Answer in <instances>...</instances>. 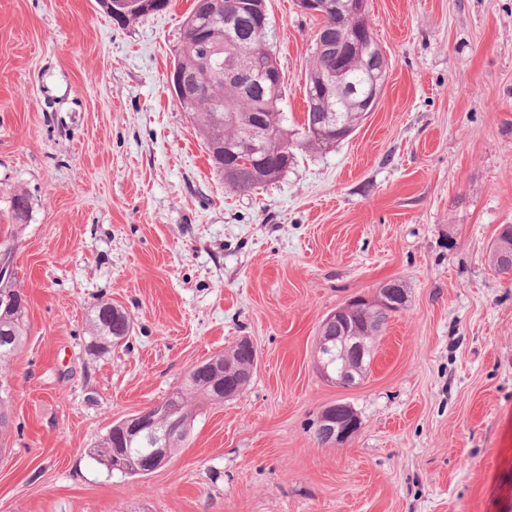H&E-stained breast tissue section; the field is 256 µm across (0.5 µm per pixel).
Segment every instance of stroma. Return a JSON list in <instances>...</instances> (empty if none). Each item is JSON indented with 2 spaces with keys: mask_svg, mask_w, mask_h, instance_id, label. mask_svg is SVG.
<instances>
[{
  "mask_svg": "<svg viewBox=\"0 0 512 512\" xmlns=\"http://www.w3.org/2000/svg\"><path fill=\"white\" fill-rule=\"evenodd\" d=\"M193 0L125 26L98 0H0V224L26 344L0 366L13 432L0 512H512V0H369L380 101L325 150L233 193L168 77ZM292 129L318 27L267 0ZM402 283L357 386L320 377L325 318ZM132 324L85 351L89 311ZM249 338L248 387L191 403L184 448L128 477L88 451L206 358ZM349 404L344 445L315 423ZM29 209H30L29 198H28L27 194H25V193L15 194L11 201V207L9 210L10 224H8V226L10 229L8 230L5 239L2 240L0 238V265H1V242L3 241L7 244L12 245V242H14V239H15V232H13L15 229L14 227L21 226V225L27 223ZM360 424L358 415L349 405L338 403L322 411L315 433L322 444H338L356 434Z\"/></svg>",
  "mask_w": 512,
  "mask_h": 512,
  "instance_id": "1",
  "label": "stroma"
}]
</instances>
